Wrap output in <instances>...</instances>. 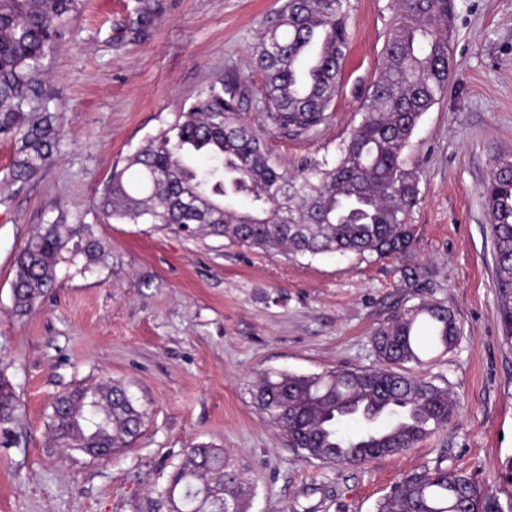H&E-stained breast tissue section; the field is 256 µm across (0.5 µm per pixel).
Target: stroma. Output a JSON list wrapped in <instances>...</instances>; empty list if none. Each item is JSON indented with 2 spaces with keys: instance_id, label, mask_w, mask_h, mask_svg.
<instances>
[{
  "instance_id": "stroma-1",
  "label": "stroma",
  "mask_w": 512,
  "mask_h": 512,
  "mask_svg": "<svg viewBox=\"0 0 512 512\" xmlns=\"http://www.w3.org/2000/svg\"><path fill=\"white\" fill-rule=\"evenodd\" d=\"M341 88L321 124L274 129L289 172L335 159L377 79L391 0H350ZM282 0H81L43 64V93L65 132L52 164L23 188L8 179L14 143L0 137V379L16 401L18 443L0 442V512H146L186 448L206 443L247 469L248 512H374L406 474L445 466L512 512V347L495 318L491 220L480 187L512 156V0H455V69L426 112L408 163L419 171L410 224L430 269L416 286L400 260L292 258L221 237L122 224L97 208L114 165L174 125L213 82L235 77L241 114L266 106L254 52ZM93 225L95 260L60 263L57 282L25 314L13 306L18 249L38 225ZM440 301L462 335L404 372L447 387V427L398 456L358 466L300 459L259 417L257 373L369 368L371 334L401 306ZM124 384L148 416L107 461L58 447V394Z\"/></svg>"
}]
</instances>
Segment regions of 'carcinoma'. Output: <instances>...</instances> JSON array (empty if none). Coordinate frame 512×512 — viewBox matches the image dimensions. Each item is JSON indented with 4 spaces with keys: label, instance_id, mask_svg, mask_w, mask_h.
Returning a JSON list of instances; mask_svg holds the SVG:
<instances>
[{
    "label": "carcinoma",
    "instance_id": "1",
    "mask_svg": "<svg viewBox=\"0 0 512 512\" xmlns=\"http://www.w3.org/2000/svg\"><path fill=\"white\" fill-rule=\"evenodd\" d=\"M79 0H0V136L14 140L9 177L25 184L51 163L62 124L42 101L43 59L68 32ZM454 0H394L383 68L362 104V119L333 162L290 174L266 138L238 112V84L221 78L114 167L102 214L125 224H163L291 256L354 254L364 262L408 259L414 285L428 270L416 261L409 220L419 176L406 150L423 113L448 91ZM349 42V0H286L262 26L255 67L264 77L265 121L279 129L321 123L339 90ZM491 217L498 287L496 318L512 343V157L494 160L482 184ZM85 244L68 248L74 238ZM103 246L92 225L61 217L40 225L15 257L13 304L33 308L54 287L63 253L93 260ZM461 328L439 301L399 308L371 342L381 366L298 375L262 371L253 403L304 459L330 466L396 456L448 425L456 401L445 387L394 370L448 352ZM0 382V423L15 418ZM146 411L126 387L103 382L59 395L50 416L58 443L73 451L124 448ZM248 482L220 448L186 450L147 512H245ZM502 512L492 493L440 463L406 474L375 512Z\"/></svg>",
    "mask_w": 512,
    "mask_h": 512
}]
</instances>
